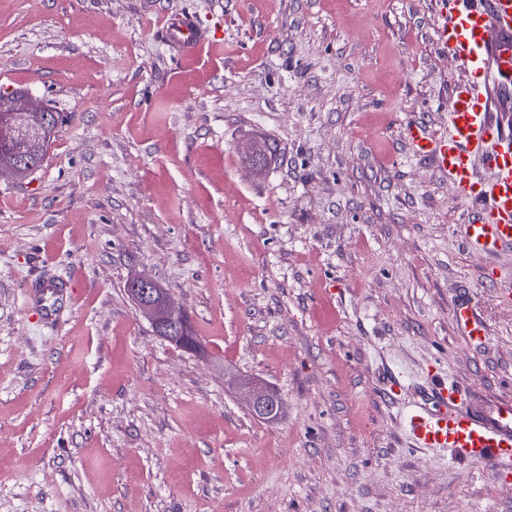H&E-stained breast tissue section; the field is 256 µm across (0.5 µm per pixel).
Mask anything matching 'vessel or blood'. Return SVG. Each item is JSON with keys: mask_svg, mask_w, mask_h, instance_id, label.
<instances>
[{"mask_svg": "<svg viewBox=\"0 0 512 512\" xmlns=\"http://www.w3.org/2000/svg\"><path fill=\"white\" fill-rule=\"evenodd\" d=\"M436 40L464 69L447 108V137L431 138L419 125L404 134L418 155L433 158L454 193L474 216L463 227L465 246L483 255L512 247V128L498 120L512 112V0H441ZM163 33L170 43L195 54L216 46L189 14L170 17ZM482 156L492 178L472 166ZM461 336L476 346L486 340L477 311L462 302L454 309ZM415 447L444 449L461 460L512 470V399L481 398L456 381L437 378L429 402L406 413Z\"/></svg>", "mask_w": 512, "mask_h": 512, "instance_id": "1", "label": "vessel or blood"}]
</instances>
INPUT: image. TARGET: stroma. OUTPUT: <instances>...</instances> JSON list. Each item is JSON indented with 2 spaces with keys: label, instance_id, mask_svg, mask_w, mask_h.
Segmentation results:
<instances>
[{
  "label": "stroma",
  "instance_id": "obj_1",
  "mask_svg": "<svg viewBox=\"0 0 512 512\" xmlns=\"http://www.w3.org/2000/svg\"><path fill=\"white\" fill-rule=\"evenodd\" d=\"M177 12L223 57L164 41ZM438 19L439 0H0V95L63 119L39 170L0 178V512H512V473L403 426L437 371L512 398V248L469 251L471 207L404 137L447 136L465 77ZM139 276L201 352L156 335ZM454 319L461 336L476 346L482 345L486 340V327L477 311L468 303L461 302L455 306ZM249 408L263 416H271L281 410V402L272 398L265 386L257 383L245 384L243 387Z\"/></svg>",
  "mask_w": 512,
  "mask_h": 512
}]
</instances>
